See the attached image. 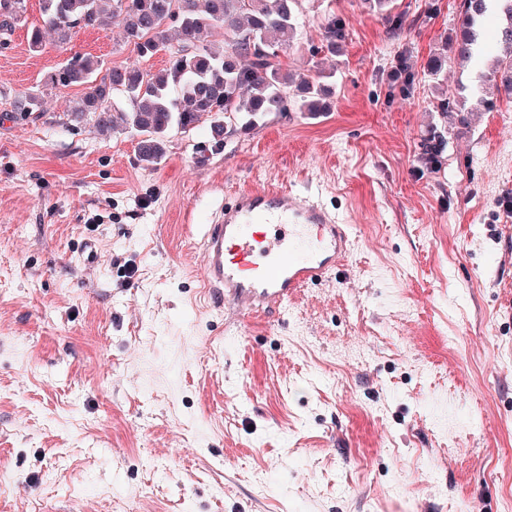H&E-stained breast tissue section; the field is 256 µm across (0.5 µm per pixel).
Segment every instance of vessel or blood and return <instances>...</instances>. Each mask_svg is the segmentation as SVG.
I'll return each mask as SVG.
<instances>
[{
  "label": "vessel or blood",
  "instance_id": "b4317fda",
  "mask_svg": "<svg viewBox=\"0 0 512 512\" xmlns=\"http://www.w3.org/2000/svg\"><path fill=\"white\" fill-rule=\"evenodd\" d=\"M348 227L320 204L288 189L241 191L203 241L207 285L246 315L276 310L340 266Z\"/></svg>",
  "mask_w": 512,
  "mask_h": 512
}]
</instances>
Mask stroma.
I'll use <instances>...</instances> for the list:
<instances>
[{
    "instance_id": "35a3bbf8",
    "label": "stroma",
    "mask_w": 512,
    "mask_h": 512,
    "mask_svg": "<svg viewBox=\"0 0 512 512\" xmlns=\"http://www.w3.org/2000/svg\"><path fill=\"white\" fill-rule=\"evenodd\" d=\"M457 4L305 0L283 64L333 74L328 111L175 129L148 168L136 133L67 125L83 86L45 81L75 55L154 73L168 48L140 57L115 22L31 52L25 0L0 48V512H512V97L475 107L487 68L452 59L466 109L437 111ZM38 88L39 120L2 118ZM267 186L339 215L350 251L242 320L199 245ZM427 71L441 91V96L436 106L438 112H441L444 116L448 115V112H462L461 108L457 109V105L448 98L447 86L445 90L444 82L447 79L448 71V43L443 44L433 53L428 61Z\"/></svg>"
}]
</instances>
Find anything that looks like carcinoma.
<instances>
[{
    "label": "carcinoma",
    "mask_w": 512,
    "mask_h": 512,
    "mask_svg": "<svg viewBox=\"0 0 512 512\" xmlns=\"http://www.w3.org/2000/svg\"><path fill=\"white\" fill-rule=\"evenodd\" d=\"M304 0H41L43 24L32 27L29 46L43 49V29L67 40L75 28L99 29L105 15L120 18L125 39L142 57L168 41L175 42L166 68L150 74L133 66L102 69L95 57L75 56L47 79L53 88L85 86L69 120L91 121L101 132L130 129L140 136L139 161L156 166L167 152V136L177 128L186 133L209 120L210 135L224 142L231 123L252 124L256 118L290 109L315 117L325 111L323 98L332 87L293 76L282 63L302 24ZM501 17L493 49L490 77L512 95V0H460L459 33L430 57L429 76L441 96L443 116L457 111L448 98L445 80L448 55L470 61L483 53L477 26L490 9ZM25 12L24 0H0V38L7 39ZM344 39L340 22L330 19L323 41L334 52ZM131 105L128 111L120 99ZM39 111V96H17L6 111L9 119L28 118Z\"/></svg>",
    "instance_id": "obj_1"
}]
</instances>
